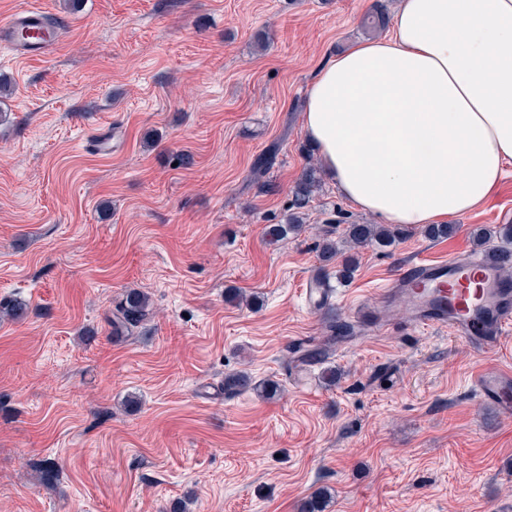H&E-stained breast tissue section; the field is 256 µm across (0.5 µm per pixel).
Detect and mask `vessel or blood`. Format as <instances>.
Masks as SVG:
<instances>
[{"mask_svg": "<svg viewBox=\"0 0 512 512\" xmlns=\"http://www.w3.org/2000/svg\"><path fill=\"white\" fill-rule=\"evenodd\" d=\"M62 29L51 21L38 0H26L0 19V50L16 58L37 60L59 44ZM386 311L377 320L389 323L387 311L404 301L411 323L420 328H444L478 351L498 350L512 333V277L494 262L465 255L401 267L379 292ZM477 397L512 413V374H477Z\"/></svg>", "mask_w": 512, "mask_h": 512, "instance_id": "vessel-or-blood-1", "label": "vessel or blood"}]
</instances>
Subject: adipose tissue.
I'll list each match as a JSON object with an SVG mask.
<instances>
[{
	"instance_id": "obj_1",
	"label": "adipose tissue",
	"mask_w": 512,
	"mask_h": 512,
	"mask_svg": "<svg viewBox=\"0 0 512 512\" xmlns=\"http://www.w3.org/2000/svg\"><path fill=\"white\" fill-rule=\"evenodd\" d=\"M304 129L339 193L385 223L470 212L512 166V0H400L387 36L318 69Z\"/></svg>"
}]
</instances>
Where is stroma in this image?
I'll return each instance as SVG.
<instances>
[{"instance_id":"stroma-1","label":"stroma","mask_w":512,"mask_h":512,"mask_svg":"<svg viewBox=\"0 0 512 512\" xmlns=\"http://www.w3.org/2000/svg\"><path fill=\"white\" fill-rule=\"evenodd\" d=\"M63 21L44 59L0 53V512H512V415L481 403L474 371H512V334L479 354L402 306L376 333L352 330L322 362L294 349L380 308L399 266L473 249L512 218V172L432 241L411 226L360 251L349 281L321 261L327 218L375 223L323 183L303 229L276 244L307 164L302 110L316 71L365 41L376 4L397 0H40ZM269 46L257 48L258 33ZM116 132L110 153L90 137ZM275 157L272 191L249 179ZM191 164H181L182 155ZM333 280L331 304L304 301ZM150 293L134 335L107 317ZM257 295L250 308L229 289ZM338 380L326 386L325 369ZM281 383L273 400L230 394L225 374ZM54 487L39 484L45 460Z\"/></svg>"}]
</instances>
